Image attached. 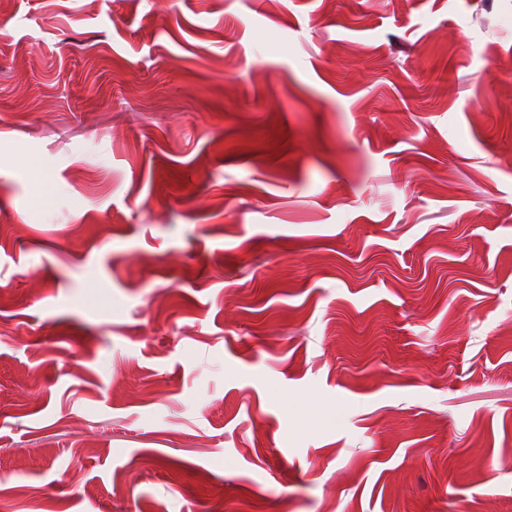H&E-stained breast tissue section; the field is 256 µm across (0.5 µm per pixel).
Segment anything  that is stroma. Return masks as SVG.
Listing matches in <instances>:
<instances>
[{
  "label": "stroma",
  "instance_id": "stroma-1",
  "mask_svg": "<svg viewBox=\"0 0 512 512\" xmlns=\"http://www.w3.org/2000/svg\"><path fill=\"white\" fill-rule=\"evenodd\" d=\"M4 489L512 512V0H0Z\"/></svg>",
  "mask_w": 512,
  "mask_h": 512
}]
</instances>
